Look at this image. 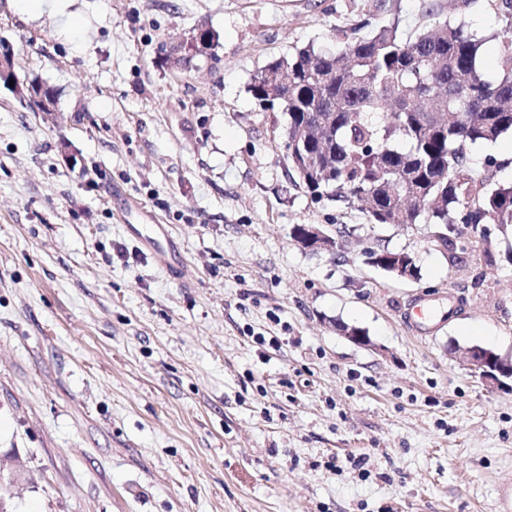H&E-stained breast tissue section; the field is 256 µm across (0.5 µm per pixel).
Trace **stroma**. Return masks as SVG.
I'll return each mask as SVG.
<instances>
[{
	"label": "stroma",
	"mask_w": 512,
	"mask_h": 512,
	"mask_svg": "<svg viewBox=\"0 0 512 512\" xmlns=\"http://www.w3.org/2000/svg\"><path fill=\"white\" fill-rule=\"evenodd\" d=\"M367 4L64 0L58 17L0 0V54L58 94L47 114L0 86L9 512H497L512 385L465 352L512 359V233L455 257L432 225L313 199L285 115L249 91ZM200 28L212 49L175 64ZM131 224L169 227L183 279ZM299 224L345 225L341 255L300 248ZM368 240L409 252L419 281L366 265ZM421 297L454 315L415 332ZM467 366L486 384L492 387L502 385L503 379L512 378V361L491 350L478 346L468 348Z\"/></svg>",
	"instance_id": "1"
}]
</instances>
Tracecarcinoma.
<instances>
[{"label":"carcinoma","instance_id":"cac0c4a2","mask_svg":"<svg viewBox=\"0 0 512 512\" xmlns=\"http://www.w3.org/2000/svg\"><path fill=\"white\" fill-rule=\"evenodd\" d=\"M422 0L409 36L393 21L363 19L336 30V45H312L266 65L249 92L264 109L288 116V139L317 175L299 177L316 200L368 206L372 224H433L461 235L512 228L506 162L472 166L469 149L512 134V2ZM492 12L499 28L469 29L466 16ZM498 62L484 68L485 44Z\"/></svg>","mask_w":512,"mask_h":512}]
</instances>
